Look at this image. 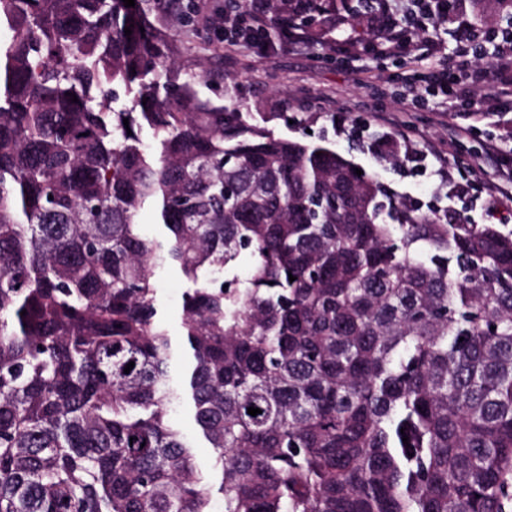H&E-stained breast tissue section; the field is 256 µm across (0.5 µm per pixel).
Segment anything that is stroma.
Instances as JSON below:
<instances>
[{"mask_svg":"<svg viewBox=\"0 0 512 512\" xmlns=\"http://www.w3.org/2000/svg\"><path fill=\"white\" fill-rule=\"evenodd\" d=\"M224 0H195V32L185 31L177 0L154 15L155 26L170 37V52L182 70L199 73L195 89L201 99L216 104L237 102L250 122L277 136L326 141L360 167L421 208L451 209L472 224H500L512 229V202L500 213L488 209V189L498 179L495 162L486 156L488 143L512 153V121L483 126L479 135L451 141L458 121L449 112H432L401 102L408 87L419 84L423 67L419 55L425 35L413 36L407 50L380 58L373 68L352 72L346 54L365 43L360 19L337 15L336 32L309 30L307 43L277 45L259 56L211 37L208 25ZM346 53H338L337 41ZM453 67L477 98L493 100L497 79L493 58L471 55L464 62L442 59ZM387 134L408 145L402 166L378 161L376 154L353 148L357 130Z\"/></svg>","mask_w":512,"mask_h":512,"instance_id":"obj_1","label":"stroma"}]
</instances>
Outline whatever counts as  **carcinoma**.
<instances>
[{"label": "carcinoma", "mask_w": 512, "mask_h": 512, "mask_svg": "<svg viewBox=\"0 0 512 512\" xmlns=\"http://www.w3.org/2000/svg\"><path fill=\"white\" fill-rule=\"evenodd\" d=\"M162 2L0 0V512H512V231L200 99ZM181 291V283L176 277L168 276L163 280L160 294L167 309L170 324L173 326L174 331L177 330V324L181 315Z\"/></svg>", "instance_id": "obj_1"}]
</instances>
